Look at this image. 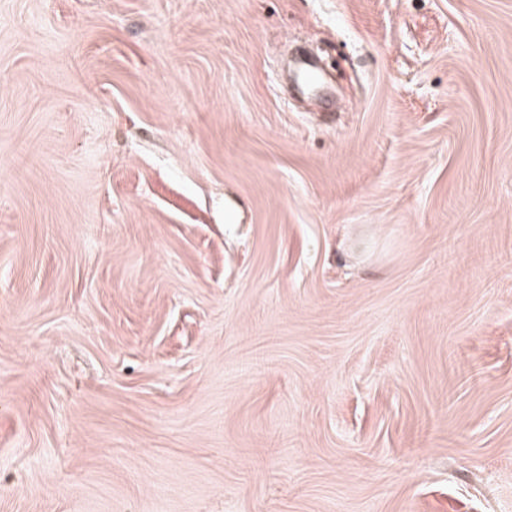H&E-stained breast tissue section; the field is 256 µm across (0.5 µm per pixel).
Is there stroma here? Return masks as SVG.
Listing matches in <instances>:
<instances>
[{"mask_svg":"<svg viewBox=\"0 0 512 512\" xmlns=\"http://www.w3.org/2000/svg\"><path fill=\"white\" fill-rule=\"evenodd\" d=\"M0 512H512V0H0Z\"/></svg>","mask_w":512,"mask_h":512,"instance_id":"1","label":"stroma"}]
</instances>
